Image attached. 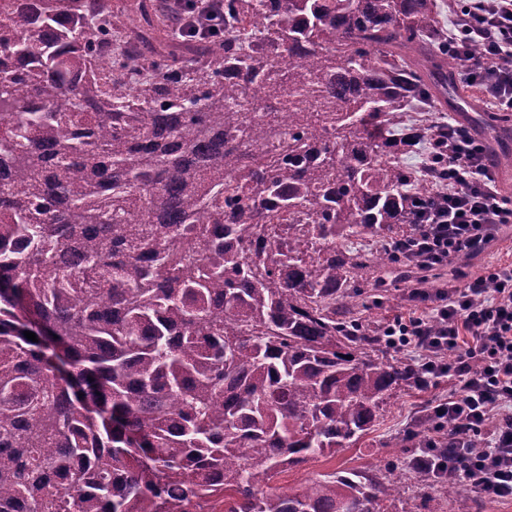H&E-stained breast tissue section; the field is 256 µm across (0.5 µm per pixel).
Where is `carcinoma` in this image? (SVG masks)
I'll return each instance as SVG.
<instances>
[{"label": "carcinoma", "instance_id": "carcinoma-1", "mask_svg": "<svg viewBox=\"0 0 512 512\" xmlns=\"http://www.w3.org/2000/svg\"><path fill=\"white\" fill-rule=\"evenodd\" d=\"M0 0V512H384L353 447L414 368L353 299L400 264L457 107L436 0ZM505 133L512 116L485 111ZM36 334L32 342L24 332ZM60 346L68 370L48 355Z\"/></svg>", "mask_w": 512, "mask_h": 512}]
</instances>
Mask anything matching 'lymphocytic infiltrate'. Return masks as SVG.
Returning a JSON list of instances; mask_svg holds the SVG:
<instances>
[{
  "label": "lymphocytic infiltrate",
  "instance_id": "1",
  "mask_svg": "<svg viewBox=\"0 0 512 512\" xmlns=\"http://www.w3.org/2000/svg\"><path fill=\"white\" fill-rule=\"evenodd\" d=\"M444 39L461 61V81L479 86L499 112H512V0H465ZM480 45L479 55L469 49ZM425 170L436 172L433 195L442 207L426 211L417 232L399 243L403 252L432 267L476 257L512 224V199L497 188L486 148L467 126L433 123ZM406 315L381 326L388 349L419 351L416 385L428 389L454 381L448 397L424 410L431 430L414 459L424 472L441 474L489 500L512 499V262L465 274L459 288H411ZM464 424L480 436V452L465 449L445 463L434 453L445 426Z\"/></svg>",
  "mask_w": 512,
  "mask_h": 512
}]
</instances>
